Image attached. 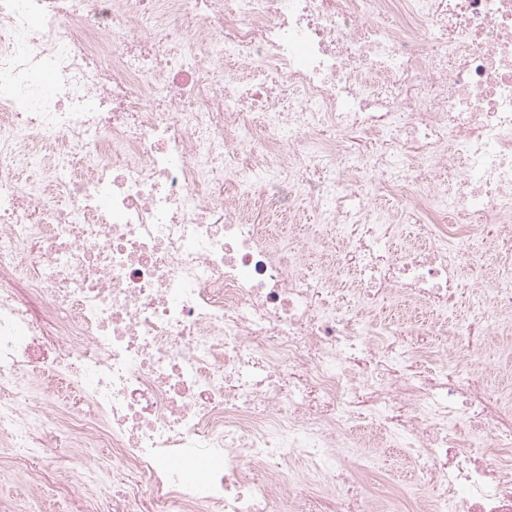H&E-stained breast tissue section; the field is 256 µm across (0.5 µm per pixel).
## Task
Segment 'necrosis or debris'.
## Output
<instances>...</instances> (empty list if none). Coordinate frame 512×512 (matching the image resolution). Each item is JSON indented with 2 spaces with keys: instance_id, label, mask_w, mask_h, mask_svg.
<instances>
[{
  "instance_id": "obj_1",
  "label": "necrosis or debris",
  "mask_w": 512,
  "mask_h": 512,
  "mask_svg": "<svg viewBox=\"0 0 512 512\" xmlns=\"http://www.w3.org/2000/svg\"><path fill=\"white\" fill-rule=\"evenodd\" d=\"M465 272L512 330V0H0V441L76 512H512Z\"/></svg>"
}]
</instances>
